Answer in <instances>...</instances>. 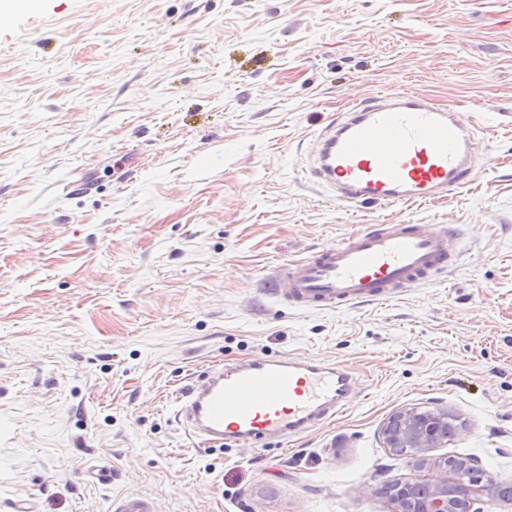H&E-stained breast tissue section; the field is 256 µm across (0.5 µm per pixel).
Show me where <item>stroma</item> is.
Wrapping results in <instances>:
<instances>
[{"instance_id":"obj_1","label":"stroma","mask_w":512,"mask_h":512,"mask_svg":"<svg viewBox=\"0 0 512 512\" xmlns=\"http://www.w3.org/2000/svg\"><path fill=\"white\" fill-rule=\"evenodd\" d=\"M409 89L477 123L433 203L343 204L306 151ZM460 226L397 299L280 304L283 264L372 224ZM290 354L354 369L349 408L282 443L192 442L181 390ZM459 418L438 457L512 483V0H38L0 23V512H393L382 424ZM109 470L108 482L87 469Z\"/></svg>"}]
</instances>
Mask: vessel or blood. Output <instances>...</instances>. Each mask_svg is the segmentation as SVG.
I'll use <instances>...</instances> for the list:
<instances>
[{
    "instance_id": "1",
    "label": "vessel or blood",
    "mask_w": 512,
    "mask_h": 512,
    "mask_svg": "<svg viewBox=\"0 0 512 512\" xmlns=\"http://www.w3.org/2000/svg\"><path fill=\"white\" fill-rule=\"evenodd\" d=\"M473 126L417 92L386 91L343 109L317 136L313 175L347 204L428 203L467 188L480 159ZM456 232L375 224L286 263L276 296L297 309L386 302L459 260ZM357 385L346 366L294 356L218 364L182 393L189 436L231 447L285 441L343 412Z\"/></svg>"
}]
</instances>
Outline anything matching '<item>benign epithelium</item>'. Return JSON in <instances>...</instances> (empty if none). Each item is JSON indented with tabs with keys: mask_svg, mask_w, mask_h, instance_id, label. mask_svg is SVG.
<instances>
[{
	"mask_svg": "<svg viewBox=\"0 0 512 512\" xmlns=\"http://www.w3.org/2000/svg\"><path fill=\"white\" fill-rule=\"evenodd\" d=\"M454 415L444 408L422 412L404 409L391 415L382 427L384 444L394 454L411 448L407 465L414 470L435 469L431 482L392 481L381 493L395 505L394 512H482L477 504L493 497L512 505V487L497 482L481 461L471 456L435 458L432 452L448 443L454 434L448 420Z\"/></svg>",
	"mask_w": 512,
	"mask_h": 512,
	"instance_id": "benign-epithelium-1",
	"label": "benign epithelium"
}]
</instances>
